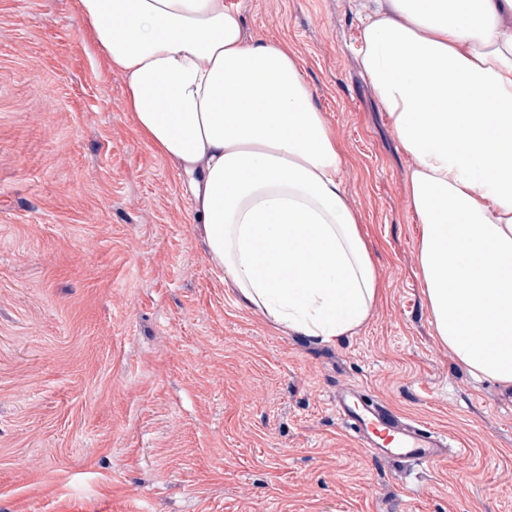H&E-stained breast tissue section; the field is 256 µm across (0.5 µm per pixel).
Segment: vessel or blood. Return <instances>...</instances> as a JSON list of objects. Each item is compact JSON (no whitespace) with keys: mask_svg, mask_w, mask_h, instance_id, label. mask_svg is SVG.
<instances>
[{"mask_svg":"<svg viewBox=\"0 0 512 512\" xmlns=\"http://www.w3.org/2000/svg\"><path fill=\"white\" fill-rule=\"evenodd\" d=\"M335 408L349 435L375 457L427 467L453 451L447 433L407 419L366 389H341Z\"/></svg>","mask_w":512,"mask_h":512,"instance_id":"vessel-or-blood-1","label":"vessel or blood"}]
</instances>
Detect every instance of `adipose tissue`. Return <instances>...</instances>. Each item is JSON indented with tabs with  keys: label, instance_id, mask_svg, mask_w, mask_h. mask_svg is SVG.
Masks as SVG:
<instances>
[{
	"label": "adipose tissue",
	"instance_id": "1",
	"mask_svg": "<svg viewBox=\"0 0 512 512\" xmlns=\"http://www.w3.org/2000/svg\"><path fill=\"white\" fill-rule=\"evenodd\" d=\"M126 78L138 131L178 170L210 262L276 330L354 335L380 284L343 152L287 41L230 0H76ZM360 69L409 158L440 341L512 386V0H359Z\"/></svg>",
	"mask_w": 512,
	"mask_h": 512
}]
</instances>
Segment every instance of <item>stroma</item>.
I'll return each mask as SVG.
<instances>
[{"label": "stroma", "instance_id": "obj_1", "mask_svg": "<svg viewBox=\"0 0 512 512\" xmlns=\"http://www.w3.org/2000/svg\"><path fill=\"white\" fill-rule=\"evenodd\" d=\"M233 2L297 51L380 296L333 344L275 330L208 260L75 0H0V512H512V387L435 334L355 0ZM346 385L461 454L375 459L336 417Z\"/></svg>", "mask_w": 512, "mask_h": 512}]
</instances>
